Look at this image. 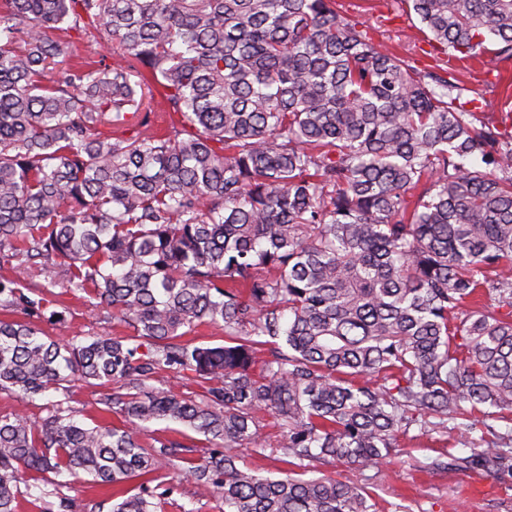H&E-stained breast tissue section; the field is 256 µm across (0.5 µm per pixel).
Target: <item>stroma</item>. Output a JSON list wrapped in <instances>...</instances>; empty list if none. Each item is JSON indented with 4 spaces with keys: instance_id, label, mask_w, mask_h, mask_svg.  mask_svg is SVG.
<instances>
[{
    "instance_id": "1",
    "label": "stroma",
    "mask_w": 512,
    "mask_h": 512,
    "mask_svg": "<svg viewBox=\"0 0 512 512\" xmlns=\"http://www.w3.org/2000/svg\"><path fill=\"white\" fill-rule=\"evenodd\" d=\"M347 15L374 41L410 60L418 69L442 72L448 56L421 30L418 17L406 0H340ZM464 97L476 106L478 117L500 129L512 131V107L503 93L512 86V62L461 72ZM48 310L63 312L60 322H41L48 336L68 339L74 335L93 336L109 332L126 335L122 325H108L87 308L81 298L60 287L45 291ZM101 390L82 382L69 383L66 390L49 392L42 400L22 404L6 391H0V414L24 413L30 420L46 417L52 404L63 402L77 412L80 421L104 420L99 408ZM400 455L377 466L360 468L337 462L310 469L313 477L347 481L363 487L377 504L376 512H512V474H490L479 467H467L463 458L480 443L479 432L462 428L447 435L420 432L411 427L401 436ZM455 457V465L439 472L431 469L440 456ZM159 512H219L218 498L210 488L191 481H179L173 493L162 501Z\"/></svg>"
}]
</instances>
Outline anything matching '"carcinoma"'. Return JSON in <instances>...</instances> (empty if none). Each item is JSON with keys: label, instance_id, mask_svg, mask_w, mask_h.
I'll return each mask as SVG.
<instances>
[{"label": "carcinoma", "instance_id": "obj_1", "mask_svg": "<svg viewBox=\"0 0 512 512\" xmlns=\"http://www.w3.org/2000/svg\"><path fill=\"white\" fill-rule=\"evenodd\" d=\"M459 59H512V0H407ZM104 38L109 64L70 49ZM463 86L388 52L337 0H0V390L25 404L77 378L119 425L58 408L0 415V512L119 486L157 512L175 470L224 512H374L358 486L240 467L375 466L413 425H484L466 463L512 468V136ZM178 125L148 124L156 97ZM133 330L59 341L34 278ZM203 326L224 332L204 345ZM197 390L177 392L171 374ZM156 422L209 452L148 436ZM275 446V442L271 441V447H267L262 456L246 448H238L231 453L235 455L237 465H248L259 470L262 475L278 478L281 476L280 471L286 469L287 465L279 461L282 455ZM72 482L71 488H63V493L76 499L77 503L105 502L104 512L112 506V487H102L85 482L87 476Z\"/></svg>", "mask_w": 512, "mask_h": 512}]
</instances>
